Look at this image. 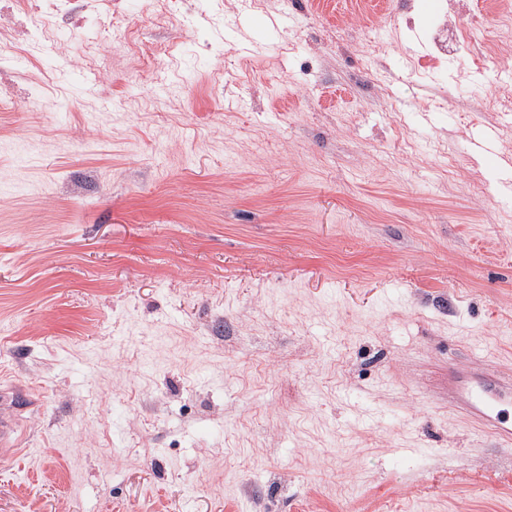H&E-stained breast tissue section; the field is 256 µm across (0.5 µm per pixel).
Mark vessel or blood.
I'll return each instance as SVG.
<instances>
[{
  "mask_svg": "<svg viewBox=\"0 0 512 512\" xmlns=\"http://www.w3.org/2000/svg\"><path fill=\"white\" fill-rule=\"evenodd\" d=\"M32 404V399L21 396L16 389L0 390V449L7 451L12 458L23 460L28 456L27 448L14 442L12 434L18 415ZM462 412L497 438L512 443L511 392L496 387L488 380H480L469 388Z\"/></svg>",
  "mask_w": 512,
  "mask_h": 512,
  "instance_id": "obj_1",
  "label": "vessel or blood"
}]
</instances>
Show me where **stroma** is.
Returning a JSON list of instances; mask_svg holds the SVG:
<instances>
[{"instance_id": "stroma-1", "label": "stroma", "mask_w": 512, "mask_h": 512, "mask_svg": "<svg viewBox=\"0 0 512 512\" xmlns=\"http://www.w3.org/2000/svg\"><path fill=\"white\" fill-rule=\"evenodd\" d=\"M502 2L0 0V512H512ZM512 393L482 378L468 389L466 404L459 408L466 417L488 432L512 444ZM22 396V398H21ZM34 400L13 388H1L0 391V445L1 453L8 452L14 460H24L28 456V448L19 442L9 443L14 433V424L18 415L26 408L34 405Z\"/></svg>"}]
</instances>
